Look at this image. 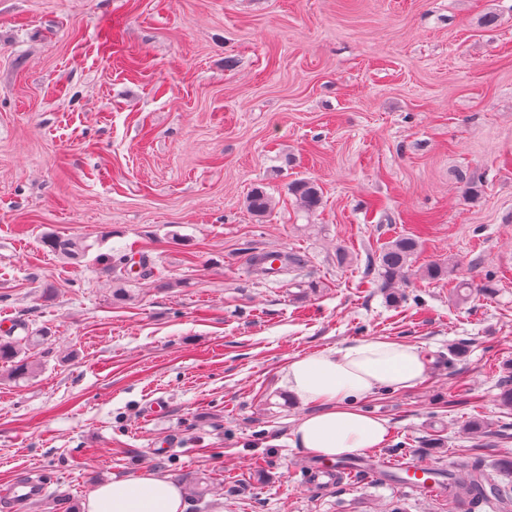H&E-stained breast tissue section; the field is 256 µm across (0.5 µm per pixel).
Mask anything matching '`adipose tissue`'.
Segmentation results:
<instances>
[{
    "instance_id": "ef3b65f1",
    "label": "adipose tissue",
    "mask_w": 512,
    "mask_h": 512,
    "mask_svg": "<svg viewBox=\"0 0 512 512\" xmlns=\"http://www.w3.org/2000/svg\"><path fill=\"white\" fill-rule=\"evenodd\" d=\"M430 360L415 345L383 337L356 341L292 359L281 384L315 413L294 427L291 443L316 462L384 445L390 430L384 420L356 408L357 400L379 389H408L425 379ZM185 489L153 471L134 478H112L87 495L83 512H184Z\"/></svg>"
}]
</instances>
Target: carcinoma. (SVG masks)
<instances>
[{
  "label": "carcinoma",
  "instance_id": "obj_1",
  "mask_svg": "<svg viewBox=\"0 0 512 512\" xmlns=\"http://www.w3.org/2000/svg\"><path fill=\"white\" fill-rule=\"evenodd\" d=\"M289 191L301 206L307 211L316 210L321 204V191L318 186L307 180H298L291 184ZM248 209L259 218L265 217L272 209V197L261 187L252 189L248 195ZM44 244L50 251L59 257L77 262L86 256L91 245L79 238H64L57 235L44 237ZM417 238L401 236L386 243L375 254L373 260L374 270L387 286L397 280H407L411 275L413 260L419 250ZM139 259H134V255ZM136 254H123L109 269L115 277L122 279L136 272L142 278L155 276V266L151 262L148 250L139 249ZM251 266L263 274L279 273L283 270L296 272L306 265L305 255L299 251H292L286 255L274 252L254 253L249 258ZM458 266L455 261L446 264L432 263L421 269L420 276L428 281H440L448 278V273ZM495 288L492 278L477 286L468 280H459L452 286V296L455 301L464 303L472 298L473 293H490ZM44 340L42 336H22L0 339V362L11 365V375L23 379L31 373L32 365L25 357L26 350L36 346ZM512 476V456L503 455L495 466L488 470L476 466L466 478L461 479L453 473H448L444 480L439 482L440 496L448 506V512H455L462 503L473 506L488 504L494 512H512V486L505 482V478Z\"/></svg>",
  "mask_w": 512,
  "mask_h": 512
}]
</instances>
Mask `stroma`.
Masks as SVG:
<instances>
[{
	"mask_svg": "<svg viewBox=\"0 0 512 512\" xmlns=\"http://www.w3.org/2000/svg\"><path fill=\"white\" fill-rule=\"evenodd\" d=\"M47 233L91 249L64 262ZM411 234L415 267L453 259L452 279L381 287L372 254ZM142 246L157 276L116 284L106 258ZM272 250L308 263L261 275L249 257ZM4 319L46 340L27 378L0 364V512H80L146 468L189 488L184 512H442L365 473L301 486L307 410L280 374L416 345L424 381L359 402L390 427L374 456L445 472L512 452V0H0ZM34 476L46 495L16 508L6 488ZM288 190L295 195L297 200L300 201L301 206L307 211L312 212L321 204V191L313 182L298 180L291 184ZM492 282V278L488 277L486 282L479 287L478 285L474 286L469 280H459L452 286V296L456 302H468L474 292L491 293L493 288H495V284Z\"/></svg>",
	"mask_w": 512,
	"mask_h": 512,
	"instance_id": "stroma-1",
	"label": "stroma"
}]
</instances>
